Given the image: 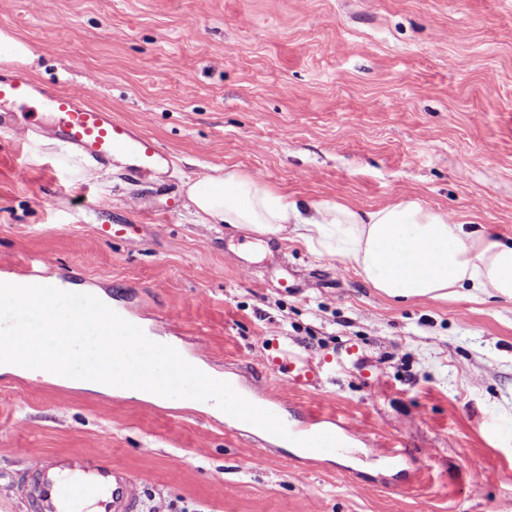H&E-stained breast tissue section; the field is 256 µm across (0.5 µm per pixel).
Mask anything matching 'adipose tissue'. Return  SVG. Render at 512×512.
Masks as SVG:
<instances>
[{"mask_svg": "<svg viewBox=\"0 0 512 512\" xmlns=\"http://www.w3.org/2000/svg\"><path fill=\"white\" fill-rule=\"evenodd\" d=\"M198 223L291 235L314 253L355 265L395 300L488 297L512 301V242L456 222L416 198L373 210L301 201L233 166L189 183Z\"/></svg>", "mask_w": 512, "mask_h": 512, "instance_id": "1", "label": "adipose tissue"}]
</instances>
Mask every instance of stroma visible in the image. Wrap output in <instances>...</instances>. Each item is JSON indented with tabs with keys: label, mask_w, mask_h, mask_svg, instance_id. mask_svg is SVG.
I'll return each mask as SVG.
<instances>
[{
	"label": "stroma",
	"mask_w": 512,
	"mask_h": 512,
	"mask_svg": "<svg viewBox=\"0 0 512 512\" xmlns=\"http://www.w3.org/2000/svg\"><path fill=\"white\" fill-rule=\"evenodd\" d=\"M0 29L38 54L36 83L177 162L153 185L102 165L86 182L50 112L0 105L40 128L0 130V275L49 258L292 417L352 430L332 458L261 452L200 408L0 374V512H29L18 482L59 454L128 470L143 512H512V301L397 302L351 262L196 223L183 192L234 165L302 200L413 197L512 237V0H0ZM274 339L323 361L315 386L273 373Z\"/></svg>",
	"instance_id": "obj_1"
}]
</instances>
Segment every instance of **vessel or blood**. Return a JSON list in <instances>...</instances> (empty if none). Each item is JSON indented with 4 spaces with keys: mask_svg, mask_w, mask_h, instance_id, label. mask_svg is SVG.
I'll return each mask as SVG.
<instances>
[{
    "mask_svg": "<svg viewBox=\"0 0 512 512\" xmlns=\"http://www.w3.org/2000/svg\"><path fill=\"white\" fill-rule=\"evenodd\" d=\"M39 100L54 114L55 136L74 151L102 164L121 163L130 177L152 179L173 158L157 139L134 131L130 124L113 117L111 111L89 105L73 94L46 90L18 74L0 78V101ZM275 369L290 374L294 385H312L319 366L313 360L290 358L280 353ZM136 479L124 468L77 455H56L33 474L26 497L34 512H140Z\"/></svg>",
    "mask_w": 512,
    "mask_h": 512,
    "instance_id": "vessel-or-blood-1",
    "label": "vessel or blood"
}]
</instances>
